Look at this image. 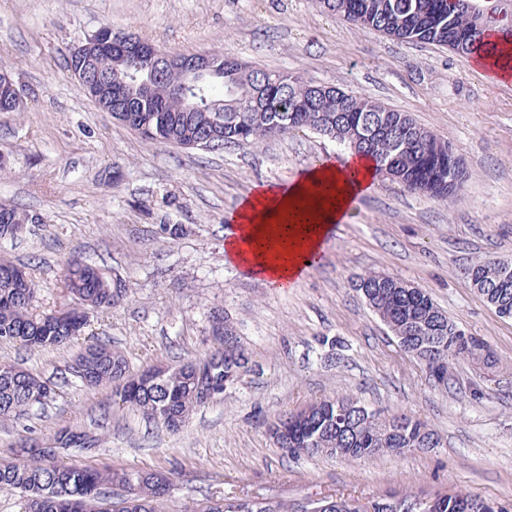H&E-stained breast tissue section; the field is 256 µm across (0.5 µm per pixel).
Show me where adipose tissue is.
Instances as JSON below:
<instances>
[{"label":"adipose tissue","instance_id":"obj_1","mask_svg":"<svg viewBox=\"0 0 512 512\" xmlns=\"http://www.w3.org/2000/svg\"><path fill=\"white\" fill-rule=\"evenodd\" d=\"M373 174L370 160L351 155L345 166L327 161L303 172L288 189L256 191L235 214L236 232L224 243L225 263L290 287Z\"/></svg>","mask_w":512,"mask_h":512}]
</instances>
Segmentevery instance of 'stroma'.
<instances>
[{
	"mask_svg": "<svg viewBox=\"0 0 512 512\" xmlns=\"http://www.w3.org/2000/svg\"><path fill=\"white\" fill-rule=\"evenodd\" d=\"M177 54L221 53L299 74L411 113L449 139L465 163L461 201L411 194L377 176L320 258L280 289L226 265L224 242L240 203L261 187L293 183L346 149L312 132L217 150L153 144L98 109L66 66L73 46L102 25ZM26 106L0 112V203L36 215L0 239V256L35 278L42 310L60 308L74 258L127 288L92 311L69 345L28 350L0 343V361L50 381L47 405L0 418V456L19 436L63 426L102 437L93 452L60 451L65 465L173 473L165 512L219 498L386 495L463 490L512 503V318L473 286L480 258H512V81L469 58L401 43L321 11L315 0H0V67ZM182 225L170 239L161 223ZM424 289L499 366L454 362L435 385L356 290L368 274ZM223 309L252 368L178 432L115 403L69 367L93 338L110 341L132 370L201 358L208 315ZM425 420L438 447L369 460L283 457L269 434L285 412L330 396Z\"/></svg>",
	"mask_w": 512,
	"mask_h": 512,
	"instance_id": "stroma-1",
	"label": "stroma"
}]
</instances>
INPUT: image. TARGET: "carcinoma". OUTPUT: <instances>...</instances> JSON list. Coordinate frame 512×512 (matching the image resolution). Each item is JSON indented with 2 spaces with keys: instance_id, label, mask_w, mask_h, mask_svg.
Segmentation results:
<instances>
[{
  "instance_id": "1",
  "label": "carcinoma",
  "mask_w": 512,
  "mask_h": 512,
  "mask_svg": "<svg viewBox=\"0 0 512 512\" xmlns=\"http://www.w3.org/2000/svg\"><path fill=\"white\" fill-rule=\"evenodd\" d=\"M476 11L448 7V0H318L327 13L362 29L383 32L402 42L454 48L466 42L465 55L488 50L486 38L495 31L512 38V28L492 18H480L485 0H472ZM231 65L202 85L182 92L183 75L168 68L151 88H141V72L116 67L101 55L94 75L112 80L135 103L126 125L146 139L184 148L221 150L241 142L255 145L304 130L336 142L350 152L369 157L377 173L402 188L443 202L461 199L463 180L448 177L450 141L369 98L335 86L314 93V83L301 76L271 71L221 57ZM33 215L0 204V238L15 236ZM472 283L500 316L512 315V273L504 277L500 261L478 259L470 267ZM363 296L403 349L427 370L439 362L468 359L492 369L497 360H482L474 336L465 340L448 331L450 319L428 295L418 297L406 282L370 274L363 279ZM63 288L76 306L39 314L38 288L33 278L12 261L0 258V343L26 349L61 347L81 334L88 311L117 306L111 281L100 269L78 259L68 263ZM213 349L203 358L166 366L130 369L125 357L102 339L92 340L75 358L80 381L89 387L110 386L114 400L139 410L175 432L196 408L224 393V378L251 368L249 353L238 341L233 325L220 311L210 315ZM54 394L50 384L8 363H0V417L21 418ZM285 456H326L351 461L383 454L404 455L426 448L438 437L428 425L404 413L383 415L345 397H328L307 410L283 415L270 427ZM102 439L76 427L59 428L45 440L21 437L0 461V490L20 495L25 512H102V498L119 497L113 512H163L173 478L164 471H127L109 466L75 467L58 463L68 448H97ZM201 512H298L297 504L278 499L255 504L250 498L211 500ZM442 512H512L502 504L467 492L447 496Z\"/></svg>"
}]
</instances>
